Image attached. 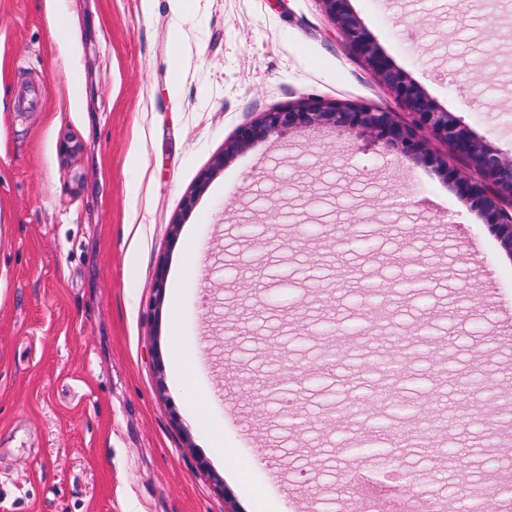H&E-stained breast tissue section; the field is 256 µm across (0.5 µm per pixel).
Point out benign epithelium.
<instances>
[{
  "label": "benign epithelium",
  "instance_id": "benign-epithelium-1",
  "mask_svg": "<svg viewBox=\"0 0 512 512\" xmlns=\"http://www.w3.org/2000/svg\"><path fill=\"white\" fill-rule=\"evenodd\" d=\"M322 2L351 52L363 60L410 111L411 123H402L394 113L369 105L351 106L303 98L239 126L224 147V154L216 160L215 169L224 168L229 159L274 132L322 126L361 129L382 141L390 150L442 174L462 201L486 213L502 250L512 256V158L479 141L469 127L450 112L438 109L419 86L394 68L350 12L348 0ZM421 130L443 142L451 154L464 161L465 166L458 167L436 156L428 140L419 135Z\"/></svg>",
  "mask_w": 512,
  "mask_h": 512
}]
</instances>
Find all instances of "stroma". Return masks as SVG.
Segmentation results:
<instances>
[{"instance_id":"stroma-1","label":"stroma","mask_w":512,"mask_h":512,"mask_svg":"<svg viewBox=\"0 0 512 512\" xmlns=\"http://www.w3.org/2000/svg\"><path fill=\"white\" fill-rule=\"evenodd\" d=\"M422 2L349 8L436 107L512 157V0L492 16L464 0L461 18L453 0ZM307 97L408 118L321 0H191L184 14L174 0H0V512H277L292 492L324 512L352 460L376 458L349 445L374 420L305 380L338 324L359 325L340 377L381 352L362 319L400 270L428 280L394 310L414 368L439 391L479 379L512 408L497 374L512 344L471 349L489 330L512 337L496 311L512 306V257L439 173L355 132L293 129L184 208L240 125ZM66 141L81 146L67 160ZM396 194L427 208L374 250L341 244L337 209L366 233ZM261 211L282 216L272 254L240 231ZM177 340L213 393L198 418L172 384ZM471 412L458 405L433 454L396 451L435 512L463 500L436 475L462 441L470 480L512 502V420L488 430ZM216 426L264 467L229 478L206 445Z\"/></svg>"}]
</instances>
